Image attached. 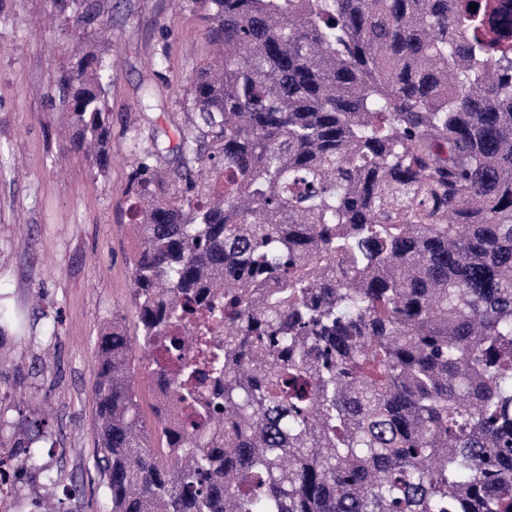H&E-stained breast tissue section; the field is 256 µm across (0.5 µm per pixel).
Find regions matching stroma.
<instances>
[{
    "label": "stroma",
    "instance_id": "stroma-1",
    "mask_svg": "<svg viewBox=\"0 0 512 512\" xmlns=\"http://www.w3.org/2000/svg\"><path fill=\"white\" fill-rule=\"evenodd\" d=\"M48 0H0V448L15 447L21 414L48 418L41 467L0 493V512H31L47 477L79 485L64 512H112L95 466L98 338L121 317L140 334L132 302L126 214L131 158L175 147L190 115V79L209 57L190 0H105L88 30L49 17ZM112 61V156L104 168L69 149L58 96L69 59L90 45ZM150 108H143V101Z\"/></svg>",
    "mask_w": 512,
    "mask_h": 512
}]
</instances>
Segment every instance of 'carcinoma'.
<instances>
[{
    "mask_svg": "<svg viewBox=\"0 0 512 512\" xmlns=\"http://www.w3.org/2000/svg\"><path fill=\"white\" fill-rule=\"evenodd\" d=\"M192 4L180 165L155 143L129 182L158 446L119 318L98 343L112 512H512V0ZM109 78L94 50L59 79L98 167Z\"/></svg>",
    "mask_w": 512,
    "mask_h": 512,
    "instance_id": "obj_1",
    "label": "carcinoma"
}]
</instances>
